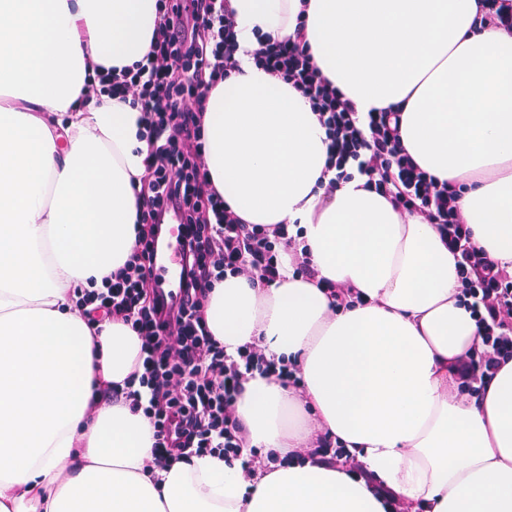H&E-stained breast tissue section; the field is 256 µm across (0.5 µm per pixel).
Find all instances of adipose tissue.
<instances>
[{"label":"adipose tissue","instance_id":"1","mask_svg":"<svg viewBox=\"0 0 512 512\" xmlns=\"http://www.w3.org/2000/svg\"><path fill=\"white\" fill-rule=\"evenodd\" d=\"M477 5L232 0L243 72L202 114L204 163L231 209L301 226L318 279L362 297L336 308L289 266L268 288L214 282L205 316L225 351L257 343L302 378L246 383L248 445L301 454L326 433L357 479L308 460L248 474L210 453L146 470L150 420L100 392L123 383L141 340L90 323L78 291L135 246L144 123L96 69L143 58L156 0H0V512H512V360L479 395L454 390L482 347L454 256L363 178L329 189L317 112L246 55L258 33L304 22L317 65L362 111L401 106L407 150L456 184L474 243L512 264V34L475 26Z\"/></svg>","mask_w":512,"mask_h":512}]
</instances>
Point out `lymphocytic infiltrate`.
<instances>
[{
  "mask_svg": "<svg viewBox=\"0 0 512 512\" xmlns=\"http://www.w3.org/2000/svg\"><path fill=\"white\" fill-rule=\"evenodd\" d=\"M158 10L149 51L134 68L114 75L112 85L144 112L150 146L147 187L137 194L136 245L124 266L86 298L143 341L141 370L107 393L143 408L152 421L156 453L149 468L209 452L243 457L249 473L254 462L243 456L246 430L235 404L257 375L298 386L297 369L267 357L256 343L228 354L207 327L206 294L213 280L229 273L263 288L282 282L286 255L295 274L311 280L316 270L287 225L249 224L235 214L211 187L202 161L204 103L219 82L241 70L231 0H158ZM251 56L318 113L328 141L326 168L334 173L329 188L363 177L401 218L436 225L457 260L461 294L484 344L461 361L458 381L470 394L484 389L501 362L512 360V270L473 243L455 185L419 167L403 144L400 109L360 111L333 85L315 62L304 27L285 41L260 35ZM171 209L181 214L187 237L183 296L176 311L166 312L149 285V262Z\"/></svg>",
  "mask_w": 512,
  "mask_h": 512,
  "instance_id": "1",
  "label": "lymphocytic infiltrate"
}]
</instances>
